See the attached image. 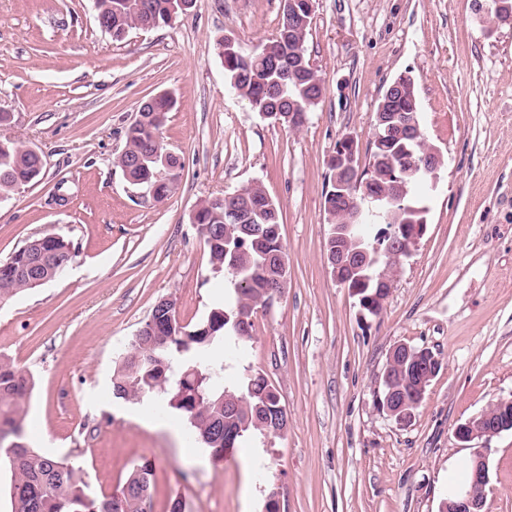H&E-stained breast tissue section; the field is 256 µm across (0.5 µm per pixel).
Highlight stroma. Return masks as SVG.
I'll return each instance as SVG.
<instances>
[{"label": "stroma", "mask_w": 512, "mask_h": 512, "mask_svg": "<svg viewBox=\"0 0 512 512\" xmlns=\"http://www.w3.org/2000/svg\"><path fill=\"white\" fill-rule=\"evenodd\" d=\"M281 0H195L170 25L113 41L92 0H0V135L42 153L37 181L0 202V262L54 235L74 253L54 281L0 302V359L29 374L25 440L80 466L90 496L153 466L150 512H439L472 451L453 430L512 397V25L487 34L473 0H314L307 53L326 93L299 127L229 88L217 42L251 50ZM401 75L443 163L423 192L426 231L378 314L334 281L325 254L329 160L344 136L368 163L375 112ZM169 94L160 136L183 164L161 203L113 164L141 104ZM261 185L277 203L288 280L251 316L225 384L262 373L287 413L277 435L215 459L157 397L116 398L113 373L154 305L196 326L233 294L193 212ZM441 368L408 424L382 409L392 347ZM484 512H512V431L488 440Z\"/></svg>", "instance_id": "stroma-1"}]
</instances>
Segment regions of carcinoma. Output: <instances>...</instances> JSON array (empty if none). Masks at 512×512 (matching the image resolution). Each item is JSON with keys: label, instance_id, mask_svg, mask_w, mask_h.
<instances>
[{"label": "carcinoma", "instance_id": "carcinoma-1", "mask_svg": "<svg viewBox=\"0 0 512 512\" xmlns=\"http://www.w3.org/2000/svg\"><path fill=\"white\" fill-rule=\"evenodd\" d=\"M103 11L102 30L115 41L122 31L148 23L167 25L184 14L179 0H96ZM289 12L281 13L273 37L246 52L236 43L218 42V55L234 93L250 108L262 112H294L304 124L307 112L325 92L322 79L310 64L299 58L306 52L312 15L307 0H290ZM377 111L386 112L385 122L375 120V139L367 168L360 181L353 174L332 168L330 189L325 192L324 210L329 233L326 253L336 251V234L341 224L353 226L341 260L347 263L348 287L358 296L375 295L379 301L367 308L377 313L390 286L382 277L372 276L375 266L393 267L404 253L408 211L419 207L416 191L424 187L430 173L422 157L425 142L408 136V124L418 122L415 84L399 77L392 82L390 96L380 99ZM172 101L159 95L145 102L144 117L129 126L122 151L114 165L136 183L154 187L152 201L160 203L175 192L178 181L160 177L165 161L180 163L161 139L160 127ZM42 174L32 150L0 138V198H9L22 183ZM250 212V224H231L228 211ZM194 223L204 233L212 269L231 279L234 298L213 308L205 323L190 330L168 310L160 309L155 325L136 336L132 351L114 371L113 388L119 398L140 399L162 395L167 405L184 414L192 436L221 458L233 453L237 442L248 435L276 434L286 426V413L275 387L260 373L246 377L237 387L224 386V362L228 352L243 351L251 339L253 306L264 304L280 291L278 279L287 276L281 234L272 226L280 224L276 203L260 186L243 193L220 197V203L206 198L197 205ZM382 252L374 255L369 241L385 230ZM43 247L51 260L39 277L52 281L64 266L59 260L70 254L69 244L54 235L44 236ZM26 248H19L0 263V300L32 288L17 273ZM401 373L402 391L393 397L414 402L420 396L422 375L414 369L391 368L383 375L382 398H387L391 374ZM32 388L30 376L13 363L0 360V469L11 473L12 512H142L151 497L153 468L139 466L118 494L91 498L79 468L65 459L41 454L24 442L26 405Z\"/></svg>", "mask_w": 512, "mask_h": 512}]
</instances>
